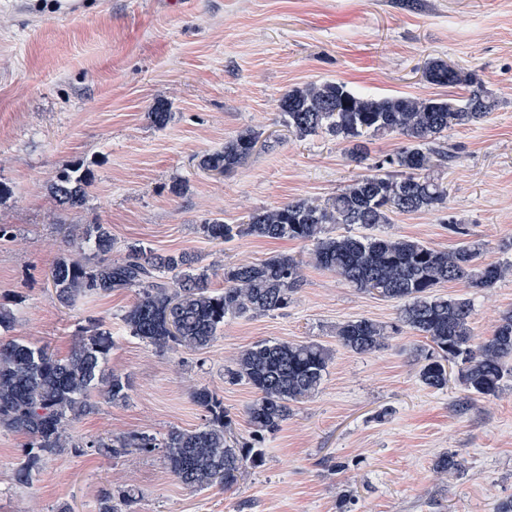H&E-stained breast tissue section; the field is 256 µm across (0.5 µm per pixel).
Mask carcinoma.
Listing matches in <instances>:
<instances>
[{
  "label": "carcinoma",
  "mask_w": 512,
  "mask_h": 512,
  "mask_svg": "<svg viewBox=\"0 0 512 512\" xmlns=\"http://www.w3.org/2000/svg\"><path fill=\"white\" fill-rule=\"evenodd\" d=\"M424 76L432 84H466L473 90L461 100L367 96L337 81L289 90L279 100L288 131L325 132L348 143L349 157L360 164L371 161V173L352 180L323 203L299 198L250 213L238 224L212 218L197 229L218 243L250 236L312 245L318 267L399 304L395 325L369 318L339 325L336 338L341 346L356 354L370 353L381 348L390 333L408 328L429 342L420 369L426 387L445 388L448 363L459 362L458 381L469 396L488 398L500 391L509 371L512 314L501 318L492 336L477 342L471 327L472 299L439 295L434 289L450 282L487 288L504 276L509 265L481 260L482 250L473 243L446 252L406 236H360L348 231L333 235L329 229L333 224L371 229L390 223L394 214L429 211L446 203L448 187L432 168L452 161L453 154L443 149L440 138L453 125L484 121L496 101L475 74L441 60L429 62ZM388 134L401 135L407 143L391 155L370 160L369 140ZM257 143L254 132L246 130L202 156L199 166L228 174ZM89 180V170L80 164L59 171L49 185L56 206L66 211L83 208ZM112 248L110 225L82 228L73 251L59 257L51 270L55 300L69 308L84 298L133 288L137 297L122 322L130 336L159 351L207 349L224 328V319L284 310L302 282V261L286 253L228 266L224 287L212 289L213 268L198 265L188 252L159 253L134 243L125 247L121 260L114 261ZM15 326L14 311L0 306V429L30 438L27 459L16 471L17 482L25 484L41 457L74 447L70 428L96 410V390L106 402L125 404L132 385L126 376L105 375L115 342L104 324L76 334L64 357L12 335ZM329 362V350L314 342L261 341L243 350L228 376L255 390L247 407L253 437L278 431L294 404L316 395ZM192 399L207 418L191 430L173 427L160 438L146 433L118 435L92 441L89 447L105 448L114 456L160 448L167 469L182 485L194 490L229 489L244 472L262 466L263 452L232 435L224 404L208 387L194 388ZM132 501L129 491L106 492L99 512H122Z\"/></svg>",
  "instance_id": "carcinoma-1"
}]
</instances>
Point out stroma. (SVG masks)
<instances>
[{
	"mask_svg": "<svg viewBox=\"0 0 512 512\" xmlns=\"http://www.w3.org/2000/svg\"><path fill=\"white\" fill-rule=\"evenodd\" d=\"M60 12L37 0H0V304L15 334L65 356L78 328L101 321L115 346L111 371L129 376L128 403H101L76 422L74 447L43 457L28 484L14 481L28 436L0 430V512H98L102 492L131 491V512H495L512 499V377L499 394L468 401L456 366L442 390L419 380L425 338L409 329L372 353L336 341L339 324L359 317L395 323L396 302L355 288L309 262L311 246L243 237L211 244L207 218L233 224L296 198L335 195L365 166L320 133L298 137L283 123L279 98L290 87L340 81L375 96L460 99L466 86L425 81L440 59L479 75L498 105L487 122L454 126L442 139L454 159L442 175L444 207L394 216L376 227L448 251L480 244L489 260L512 263V0H80ZM168 103L173 120L148 114ZM260 134L234 172L202 171L204 154L244 129ZM91 173L87 204L59 210L48 193L75 163ZM463 227L451 233L449 221ZM79 224H107L113 259L127 244L189 251L201 265L254 262L278 252L305 257L303 282L288 309L225 320L199 352H158L126 332L132 289L91 297L74 309L53 298L50 272ZM443 295L474 302L476 338L491 336L512 312V273L488 288L444 283ZM316 341L332 359L319 394L295 404L259 446L261 468L231 490H191L168 471L161 450L122 456L91 443L123 433L160 435L200 425L192 400L209 387L238 439H251L246 409L254 389L227 377L259 340ZM456 453L462 469L437 472Z\"/></svg>",
	"mask_w": 512,
	"mask_h": 512,
	"instance_id": "1",
	"label": "stroma"
}]
</instances>
